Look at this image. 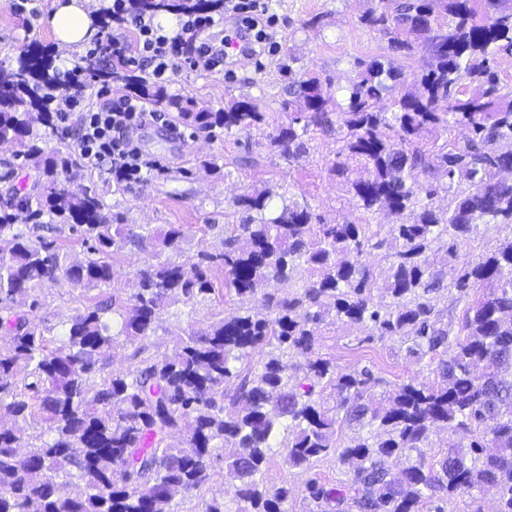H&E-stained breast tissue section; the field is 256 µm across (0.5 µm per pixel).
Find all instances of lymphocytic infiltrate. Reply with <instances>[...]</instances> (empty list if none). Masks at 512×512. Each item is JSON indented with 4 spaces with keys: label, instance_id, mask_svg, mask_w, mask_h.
Returning <instances> with one entry per match:
<instances>
[{
    "label": "lymphocytic infiltrate",
    "instance_id": "lymphocytic-infiltrate-1",
    "mask_svg": "<svg viewBox=\"0 0 512 512\" xmlns=\"http://www.w3.org/2000/svg\"><path fill=\"white\" fill-rule=\"evenodd\" d=\"M268 0H224L221 8L181 12L175 28L164 29L153 15L136 11L131 0H112L108 10L111 25L92 50L108 59L113 72H139L153 84L173 80L182 65L213 71L236 62L238 54L259 56L276 44L268 28ZM233 16L234 25L224 28L220 47H212L208 38L224 16ZM257 31L256 43L233 50L239 25ZM75 71L62 75V89L56 100L55 126L73 136V147L89 166H108L112 181L119 186L158 176L162 166L146 153L135 139V132L148 124L163 121L156 105L136 88L128 87L110 98L97 111H80L73 87Z\"/></svg>",
    "mask_w": 512,
    "mask_h": 512
}]
</instances>
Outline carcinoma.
<instances>
[{"label":"carcinoma","instance_id":"cac0c4a2","mask_svg":"<svg viewBox=\"0 0 512 512\" xmlns=\"http://www.w3.org/2000/svg\"><path fill=\"white\" fill-rule=\"evenodd\" d=\"M219 2L133 6L159 14ZM360 22L393 50L420 55L419 78L408 84L390 62L361 63L337 97L296 72L290 55L288 123L269 147L297 163L315 133L338 135L331 171L360 167L348 192L365 213L392 214L388 238L325 223L303 193L277 205L271 189L255 188L235 200L241 217L224 229V251L173 260L165 253L181 249L183 225L124 223L96 192L64 185L82 171L74 153L39 145L37 128L53 121V61L32 47L0 66V142L47 188L20 209L22 224L0 209V324L9 334L0 343V512H181L177 497L207 486L219 463L232 488L200 499L197 512H288L292 490L264 479L276 448L303 472L330 455L348 466L337 483L307 480V512H446L455 494L469 497V512H482L487 495L495 512H512V236L464 263L453 288L468 306L457 324L438 307L448 286L430 261L439 251L457 259L481 224L512 228V181L499 178L512 166L502 147L512 145V90L495 71L496 56L512 55V0H373ZM83 70L130 80L93 57ZM139 88L210 138L265 121L244 100L213 112L158 85ZM385 94L397 95L390 114L377 110ZM450 125L465 131L462 141L443 138ZM440 195L445 208L433 205ZM65 237L85 246L84 259L71 258ZM124 253L144 255L128 297L104 289ZM212 267L237 311L178 327L159 351L153 337L169 308L191 314L212 300ZM269 281L280 289L261 294L255 312L248 304ZM47 282L81 290L59 337L35 320L45 307L36 287ZM336 321L398 341L430 379L373 401L382 379L371 368L344 373L320 350L323 327ZM116 349L127 366L112 367ZM437 426L469 439L429 461ZM346 428L354 434L345 438ZM393 457L404 460L396 473Z\"/></svg>","mask_w":512,"mask_h":512}]
</instances>
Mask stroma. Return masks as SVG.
Instances as JSON below:
<instances>
[{
  "label": "stroma",
  "instance_id": "stroma-1",
  "mask_svg": "<svg viewBox=\"0 0 512 512\" xmlns=\"http://www.w3.org/2000/svg\"><path fill=\"white\" fill-rule=\"evenodd\" d=\"M55 2L27 0L24 11L19 12L15 0H0V65H13L22 50L31 45L47 53L58 71L83 65L85 51L66 58L56 45L48 24ZM370 5V0H272L277 45L271 52L235 63L228 73L184 69L166 89L214 111L223 108L228 99L248 98L271 121L284 122L288 119L282 107L287 81L279 67L291 55L296 57L298 68L316 73L336 88L347 86L360 59L392 60L406 80L416 79L423 69L420 56L393 51L387 39L361 24L360 17ZM318 14L324 17L323 27L306 28V20ZM270 131L267 124L210 139L169 116L139 132L143 147L165 164L162 175L119 187L113 184L106 168L87 167L69 188L75 192L96 191L108 209L123 213L130 224L183 225L181 250L186 256L200 250L221 252L224 225L238 220L234 198L263 186L273 187L280 194L290 189L305 192L327 223L350 221L367 225L380 237L388 236L391 217L381 213L364 215L348 192L345 179L331 173L340 149L335 136L315 134L304 159L291 166L268 147ZM11 156L10 147H0V205L8 202L17 209L22 199L41 193L44 186L36 169L12 161ZM211 156L222 164V173L201 167V159ZM507 234L504 228L480 226L460 248L459 262H447L445 255L438 253L432 257L434 266L444 273L446 281H453L460 261L492 250ZM38 292L46 300L41 317L55 327H63L77 305L75 293L55 283L40 285ZM366 335V329L358 326L331 325L323 333L321 349L335 357L340 371L373 368L382 378L385 391L410 380H427V369L405 362L396 351V342L370 341Z\"/></svg>",
  "mask_w": 512,
  "mask_h": 512
}]
</instances>
